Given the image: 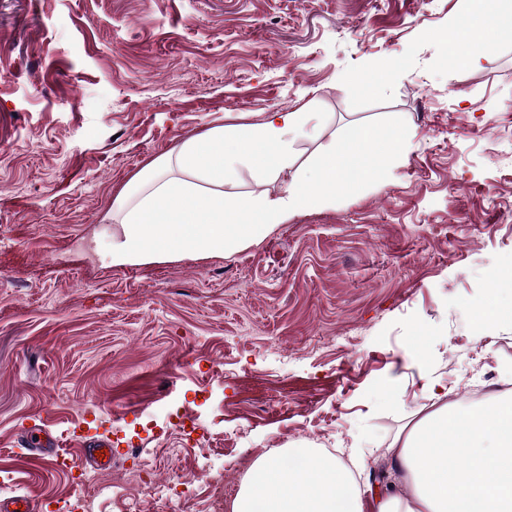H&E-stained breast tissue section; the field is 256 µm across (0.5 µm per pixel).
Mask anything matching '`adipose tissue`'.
<instances>
[{"instance_id": "ef3b65f1", "label": "adipose tissue", "mask_w": 512, "mask_h": 512, "mask_svg": "<svg viewBox=\"0 0 512 512\" xmlns=\"http://www.w3.org/2000/svg\"><path fill=\"white\" fill-rule=\"evenodd\" d=\"M461 10L452 28L458 65L479 64L489 41L512 42V0H461ZM309 119L306 112H269L256 124L217 126L150 162L112 199L122 233L105 259L140 266L249 247L375 177L379 162L401 157L412 138L407 128L354 125L279 194L225 195L244 165L277 179L291 164V139ZM447 396V389L429 386L430 411L387 450L393 485L408 496L365 492L336 458L300 448L298 469L276 458L256 460L232 512H512V397L462 409Z\"/></svg>"}]
</instances>
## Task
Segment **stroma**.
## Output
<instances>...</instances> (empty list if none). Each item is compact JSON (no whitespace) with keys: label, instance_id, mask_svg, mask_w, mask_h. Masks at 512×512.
I'll return each mask as SVG.
<instances>
[{"label":"stroma","instance_id":"stroma-1","mask_svg":"<svg viewBox=\"0 0 512 512\" xmlns=\"http://www.w3.org/2000/svg\"><path fill=\"white\" fill-rule=\"evenodd\" d=\"M459 0H0V501L53 512L75 477L128 483L139 449L158 490L136 512H232L245 472L333 449L387 486L385 448L437 381L465 404L512 389V43L448 62ZM399 63L397 73L381 69ZM320 112L341 128L413 127L406 154L347 194L229 255L113 267L112 194L219 125ZM495 295L497 321L474 310ZM211 440L198 446L192 420ZM35 430L60 463H31ZM112 442L94 470L90 441ZM222 489L213 499L212 486Z\"/></svg>","mask_w":512,"mask_h":512}]
</instances>
